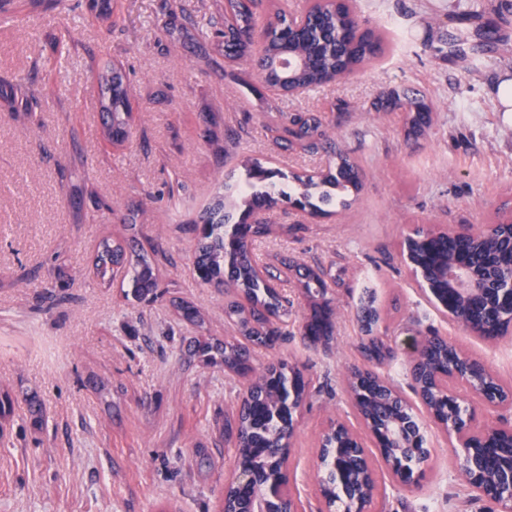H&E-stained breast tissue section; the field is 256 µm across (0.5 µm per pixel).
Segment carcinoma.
<instances>
[{
    "label": "carcinoma",
    "instance_id": "carcinoma-1",
    "mask_svg": "<svg viewBox=\"0 0 512 512\" xmlns=\"http://www.w3.org/2000/svg\"><path fill=\"white\" fill-rule=\"evenodd\" d=\"M262 0H224V29L216 32L224 44V58L230 61L251 59L254 67L243 74L224 72L232 80L251 85L259 82L268 87H280L287 92L297 87H315L329 83L344 71L352 72L382 58L389 49L390 39L386 31L370 27L357 14L352 0H336L334 4H322L311 0L305 12V24L299 30L288 26V0H269L266 12L271 21L257 28V10ZM101 88L100 108L112 117V128L107 136L125 141V128L129 124L130 102L124 84V74L116 66L106 67L99 74ZM407 135L418 137L430 126L431 107L422 98L409 102ZM320 122L302 113L277 111L270 116L266 129L277 144L286 143L307 153H316L328 145L326 133L319 131ZM336 170L322 175L316 182L313 177H295L298 186L285 190L272 181L273 173L256 159L242 162L247 180L244 184L227 183L225 192H216L202 210L200 221L212 225L197 241V268L207 278H219L224 284V312L239 327L243 341L220 342L212 338L195 341V352L207 364L221 360L224 368L241 376L253 372L250 348H272L285 335L280 328L271 327V319L288 315V296L270 287L279 279L269 266L258 267L252 250L254 238L270 232V225L263 212L279 200H295L302 207H310L314 216H325V207L332 205L334 193L350 189L358 192L363 186L361 167L344 154H337ZM317 202H311L312 198ZM483 251L501 255L504 280L512 278L509 267L508 238L492 231L476 246L462 247L451 241L435 240V252L429 265L421 272L422 279L433 281L439 268L453 261L473 266ZM130 262L124 246L101 243L98 267L113 264L121 269ZM134 295L137 299L153 302L162 297L159 281L154 273L152 260L145 253L135 255ZM329 276L323 268L306 269L302 275L301 289L311 303L312 316L308 339L317 342L332 332L330 301L326 299ZM430 346L426 360L419 362L412 373L414 384L426 380L424 400L444 415L445 403L438 385L427 380L436 371L446 372L448 343L437 337L426 340ZM368 362L383 363L394 358L392 348L379 337L371 336L360 349ZM308 383L299 370L288 368L281 362L268 368L257 380L249 384L244 402L246 412L236 416L238 439L244 445L242 452L248 464L260 470L276 473L285 462L282 441L288 429L283 423L278 403L288 400L290 392L301 397L307 392ZM360 404L372 418L380 437L389 447L382 449L384 459L396 457L400 464L411 469L423 463L430 450L415 453L409 448H392L389 437L402 431L418 433L420 427L412 408L401 398H394L383 387L373 384L368 393L359 396ZM327 477L321 481L320 493L331 507L342 499L361 495L367 504L373 497L375 483L364 477L358 486L341 484L338 473L332 467L330 456L321 457ZM258 490L253 485L240 486L233 491L229 508L246 506Z\"/></svg>",
    "mask_w": 512,
    "mask_h": 512
}]
</instances>
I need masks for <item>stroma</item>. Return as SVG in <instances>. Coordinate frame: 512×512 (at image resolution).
Wrapping results in <instances>:
<instances>
[{"instance_id":"obj_1","label":"stroma","mask_w":512,"mask_h":512,"mask_svg":"<svg viewBox=\"0 0 512 512\" xmlns=\"http://www.w3.org/2000/svg\"><path fill=\"white\" fill-rule=\"evenodd\" d=\"M17 0L0 24V390L12 413L0 425V512H220L236 449L225 415L249 385L223 364H201L194 340H233L224 291L194 272L193 220L222 181L244 180L237 161L258 159L285 177L326 169L324 153L275 145L270 112L317 117L365 172L350 206L307 217L278 203L271 231L252 249L260 262L329 271L330 338L301 334L311 308L289 272L287 340L258 349L255 368L283 361L308 381L288 458L298 512H321L319 460L330 421L363 426L347 378L363 366L357 319L374 303L376 329L395 352L376 373L402 391L430 455L418 485L399 484L372 455L376 488L366 512H507L478 495L462 448L415 400L404 341L438 335L485 362L512 387V334L487 340L445 317L404 253L415 229L479 231L512 203V113L497 110L512 73V25L488 0H356L361 18L399 35L374 66L298 96L254 91L224 78L217 48L224 0ZM500 34L482 56L455 55L458 30ZM125 70L133 107L129 139L111 145L99 108V72ZM421 95L433 122L408 139L390 96ZM236 140L224 137L226 129ZM154 251L162 297L132 296L129 278L95 271L102 240ZM184 300L203 322L180 318Z\"/></svg>"}]
</instances>
